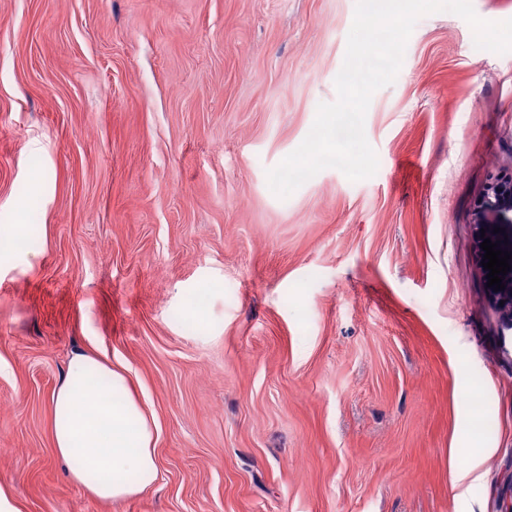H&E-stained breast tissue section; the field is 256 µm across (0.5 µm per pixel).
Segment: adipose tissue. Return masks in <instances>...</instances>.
<instances>
[{"label": "adipose tissue", "instance_id": "adipose-tissue-1", "mask_svg": "<svg viewBox=\"0 0 512 512\" xmlns=\"http://www.w3.org/2000/svg\"><path fill=\"white\" fill-rule=\"evenodd\" d=\"M51 405L55 452L69 463L72 483L89 496L127 499L157 482L161 428L133 397L122 372L75 354Z\"/></svg>", "mask_w": 512, "mask_h": 512}]
</instances>
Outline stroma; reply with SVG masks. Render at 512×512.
<instances>
[{
	"mask_svg": "<svg viewBox=\"0 0 512 512\" xmlns=\"http://www.w3.org/2000/svg\"><path fill=\"white\" fill-rule=\"evenodd\" d=\"M355 6L0 0V225L32 241L0 257L16 512H512V326L475 228L512 172V53L420 18L366 114L376 174L268 186L337 97ZM77 353L160 423L138 496L94 499L56 457Z\"/></svg>",
	"mask_w": 512,
	"mask_h": 512,
	"instance_id": "35a3bbf8",
	"label": "stroma"
}]
</instances>
